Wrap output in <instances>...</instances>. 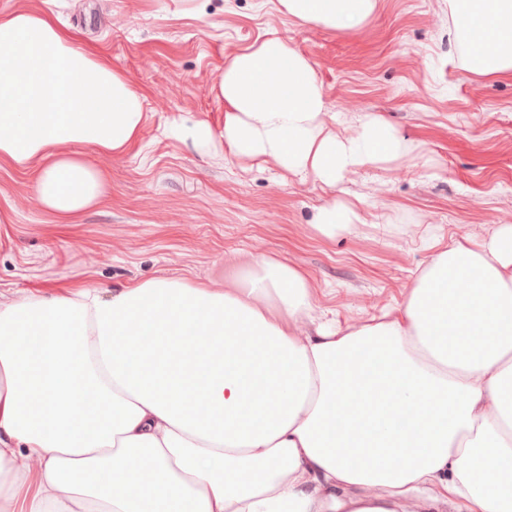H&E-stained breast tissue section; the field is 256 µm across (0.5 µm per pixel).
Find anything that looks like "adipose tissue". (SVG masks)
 I'll use <instances>...</instances> for the list:
<instances>
[{
  "mask_svg": "<svg viewBox=\"0 0 512 512\" xmlns=\"http://www.w3.org/2000/svg\"><path fill=\"white\" fill-rule=\"evenodd\" d=\"M343 32L378 0H278ZM466 69L512 76V0H453ZM224 131L166 133L206 153L336 187L402 162L381 117L343 137L306 56L272 32L226 56ZM147 93L102 47L21 7L0 14V169L30 175L53 223L106 196L138 147ZM330 199L327 237L361 223ZM312 286L266 256L226 287L158 277L0 303V512H512V225L454 241L370 322L300 332ZM223 426L211 425L213 413Z\"/></svg>",
  "mask_w": 512,
  "mask_h": 512,
  "instance_id": "adipose-tissue-1",
  "label": "adipose tissue"
}]
</instances>
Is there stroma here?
Returning a JSON list of instances; mask_svg holds the SVG:
<instances>
[{
  "label": "stroma",
  "mask_w": 512,
  "mask_h": 512,
  "mask_svg": "<svg viewBox=\"0 0 512 512\" xmlns=\"http://www.w3.org/2000/svg\"><path fill=\"white\" fill-rule=\"evenodd\" d=\"M58 15L148 93L139 148L106 164V201L58 227L28 176L0 170V302L62 283L119 288L188 277L221 288L227 264L253 253L299 266L321 318L366 321L400 303L430 258L419 238L477 241L512 224V76L461 65L451 0H380L360 28L302 26L277 0H30ZM278 31L321 79L338 134L379 115L412 143L409 158L362 169L336 188L261 160L202 155L164 129L173 120L224 130L212 91L226 55ZM431 166H423V158ZM357 204L363 224L329 238L312 224L331 197Z\"/></svg>",
  "instance_id": "35a3bbf8"
}]
</instances>
